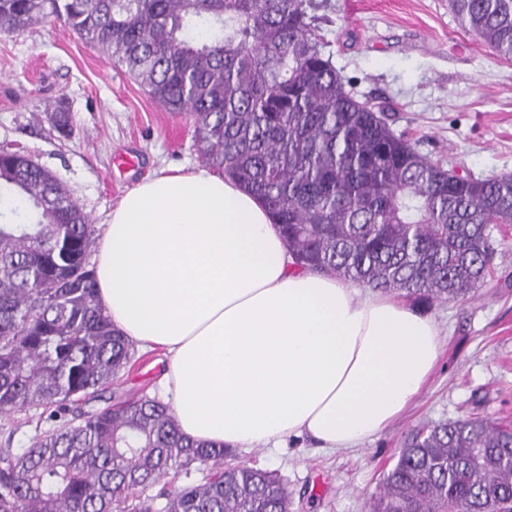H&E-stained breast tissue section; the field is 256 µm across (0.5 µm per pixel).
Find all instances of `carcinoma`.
I'll return each instance as SVG.
<instances>
[{
    "instance_id": "obj_1",
    "label": "carcinoma",
    "mask_w": 512,
    "mask_h": 512,
    "mask_svg": "<svg viewBox=\"0 0 512 512\" xmlns=\"http://www.w3.org/2000/svg\"><path fill=\"white\" fill-rule=\"evenodd\" d=\"M462 26L512 61V0H449ZM313 0H0V31L61 19L193 117L202 162L257 196L298 265L427 302L472 297L512 224V174L446 169L346 89L316 34ZM52 128L71 131L64 108ZM94 226L25 153L0 150V413L55 426L0 448V512H289L283 478L224 471L225 446L185 438L156 397L89 410L135 364L97 301ZM80 420L74 424V420ZM202 482L152 488L169 473ZM373 512H512V427L423 423L384 474Z\"/></svg>"
}]
</instances>
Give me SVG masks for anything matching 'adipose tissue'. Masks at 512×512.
I'll return each mask as SVG.
<instances>
[{"mask_svg": "<svg viewBox=\"0 0 512 512\" xmlns=\"http://www.w3.org/2000/svg\"><path fill=\"white\" fill-rule=\"evenodd\" d=\"M95 268L114 327L164 352L161 396L197 442L361 447L414 403L439 357L432 318L297 268L260 200L202 169L127 191Z\"/></svg>", "mask_w": 512, "mask_h": 512, "instance_id": "1", "label": "adipose tissue"}]
</instances>
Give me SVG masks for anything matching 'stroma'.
I'll return each mask as SVG.
<instances>
[{
	"instance_id": "stroma-1",
	"label": "stroma",
	"mask_w": 512,
	"mask_h": 512,
	"mask_svg": "<svg viewBox=\"0 0 512 512\" xmlns=\"http://www.w3.org/2000/svg\"><path fill=\"white\" fill-rule=\"evenodd\" d=\"M323 52L358 96L385 108L395 133L444 168L476 179L512 173V61L465 31L448 0H326ZM71 113L63 136L46 117ZM22 149L54 172L101 226L138 182L202 168L189 114L155 102L64 22L0 32V149ZM492 274L478 297L410 308L441 330L436 369L414 404L364 447L232 451L225 466L278 471L290 512H369L412 428L479 415L512 421V224L494 226ZM160 354L120 379L127 395L159 393Z\"/></svg>"
}]
</instances>
